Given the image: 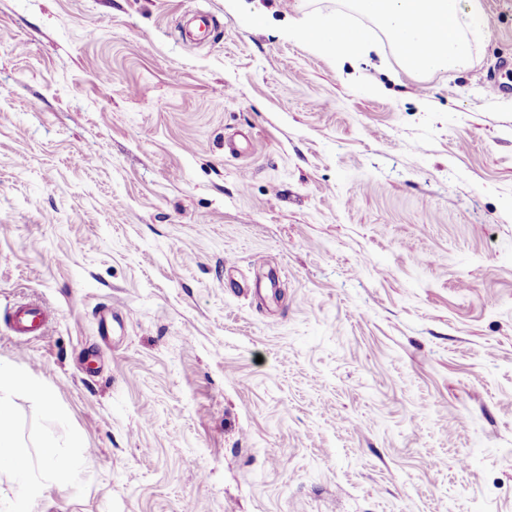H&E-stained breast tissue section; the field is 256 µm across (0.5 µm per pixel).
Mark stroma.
Wrapping results in <instances>:
<instances>
[{
    "label": "stroma",
    "mask_w": 512,
    "mask_h": 512,
    "mask_svg": "<svg viewBox=\"0 0 512 512\" xmlns=\"http://www.w3.org/2000/svg\"><path fill=\"white\" fill-rule=\"evenodd\" d=\"M247 3L0 0V512H512V0L428 78ZM9 324L17 336H45L50 322L45 310L36 303L20 302L9 311ZM23 383L15 371L0 366V470L2 466L12 471L22 487H32L35 482L28 459L15 440L14 420L10 412V397ZM43 465L48 469L49 477L57 482H67L72 475L71 467L66 458L56 449L55 443L49 441L43 447Z\"/></svg>",
    "instance_id": "35a3bbf8"
}]
</instances>
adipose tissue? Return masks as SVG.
I'll use <instances>...</instances> for the list:
<instances>
[{"label": "adipose tissue", "instance_id": "1", "mask_svg": "<svg viewBox=\"0 0 512 512\" xmlns=\"http://www.w3.org/2000/svg\"><path fill=\"white\" fill-rule=\"evenodd\" d=\"M23 384L34 394L42 392L36 383H23L18 373L0 366V467L11 470L20 486L30 487L33 486L34 480L28 459L15 440L14 420L9 408L13 391Z\"/></svg>", "mask_w": 512, "mask_h": 512}]
</instances>
